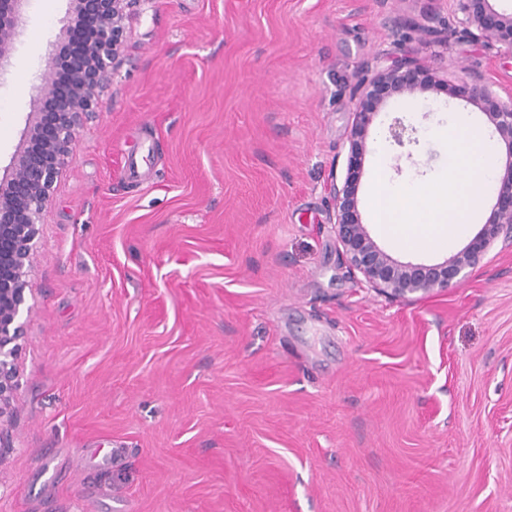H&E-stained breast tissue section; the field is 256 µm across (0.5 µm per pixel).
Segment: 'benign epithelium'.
Here are the masks:
<instances>
[{
    "label": "benign epithelium",
    "mask_w": 512,
    "mask_h": 512,
    "mask_svg": "<svg viewBox=\"0 0 512 512\" xmlns=\"http://www.w3.org/2000/svg\"><path fill=\"white\" fill-rule=\"evenodd\" d=\"M142 0H72L73 13L94 22V36L71 63L66 85L57 82L56 65L39 74L34 110L25 140L35 152L15 153L11 176L0 179V432L14 416L17 355L33 313L27 304L28 278L37 253L39 227L53 202L54 184L73 158L72 144L85 120L97 112L100 97L124 64L125 21ZM458 23L476 42L512 55V12L497 11L493 0H452ZM28 0H0V76L11 65L15 40L23 33ZM423 67L407 52L378 68L362 86V106L349 129V175L332 184L334 228L348 267L366 284L393 298L409 299L466 280L502 233L512 235V94L501 100L481 77L467 87L505 148L498 200L492 218L455 255L436 265L401 262L389 256L361 220L355 196L357 170L366 151V134L388 94L412 96L427 89Z\"/></svg>",
    "instance_id": "obj_1"
}]
</instances>
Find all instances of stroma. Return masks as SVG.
Masks as SVG:
<instances>
[{
	"mask_svg": "<svg viewBox=\"0 0 512 512\" xmlns=\"http://www.w3.org/2000/svg\"><path fill=\"white\" fill-rule=\"evenodd\" d=\"M433 16L438 39L403 40ZM0 84V177L35 76L73 18L29 0ZM73 145L40 226L0 436V512H512V242L420 299L367 288L342 256L332 184L367 66L412 51L436 76L512 93V56L473 42L448 0H153ZM464 92L387 97L378 151L398 183L448 166L429 135ZM414 144L388 134L395 119ZM147 176L125 175L136 143Z\"/></svg>",
	"mask_w": 512,
	"mask_h": 512,
	"instance_id": "stroma-1",
	"label": "stroma"
}]
</instances>
